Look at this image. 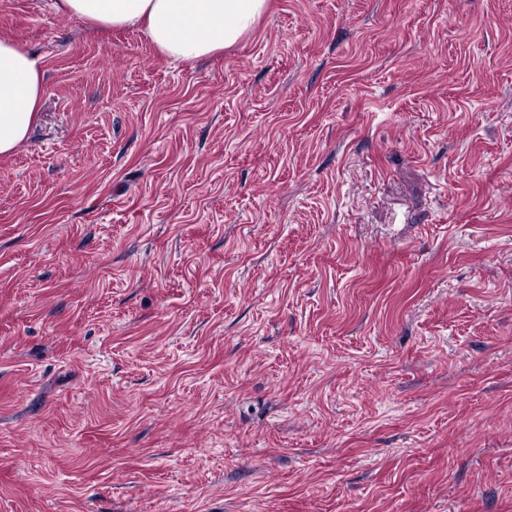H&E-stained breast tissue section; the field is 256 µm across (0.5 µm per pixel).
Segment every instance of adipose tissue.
Instances as JSON below:
<instances>
[{
    "label": "adipose tissue",
    "mask_w": 512,
    "mask_h": 512,
    "mask_svg": "<svg viewBox=\"0 0 512 512\" xmlns=\"http://www.w3.org/2000/svg\"><path fill=\"white\" fill-rule=\"evenodd\" d=\"M267 0H58L64 12L106 28L145 24L156 47L177 61H195L236 44ZM43 94L38 60L0 38V157L28 137Z\"/></svg>",
    "instance_id": "1"
}]
</instances>
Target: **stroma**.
I'll list each match as a JSON object with an SVG mask.
<instances>
[{
    "mask_svg": "<svg viewBox=\"0 0 512 512\" xmlns=\"http://www.w3.org/2000/svg\"><path fill=\"white\" fill-rule=\"evenodd\" d=\"M0 37V512H512V0ZM38 60L11 38H0V157L28 137L43 94Z\"/></svg>",
    "mask_w": 512,
    "mask_h": 512,
    "instance_id": "obj_1",
    "label": "stroma"
}]
</instances>
